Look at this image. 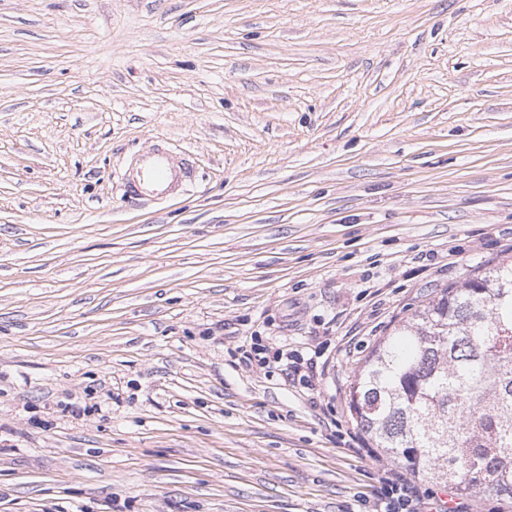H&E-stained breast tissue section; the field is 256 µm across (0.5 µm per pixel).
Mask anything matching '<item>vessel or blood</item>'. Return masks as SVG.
<instances>
[{
	"label": "vessel or blood",
	"mask_w": 512,
	"mask_h": 512,
	"mask_svg": "<svg viewBox=\"0 0 512 512\" xmlns=\"http://www.w3.org/2000/svg\"><path fill=\"white\" fill-rule=\"evenodd\" d=\"M186 165L168 150L153 148L142 153L128 169L125 196L132 201H162L182 184Z\"/></svg>",
	"instance_id": "vessel-or-blood-1"
}]
</instances>
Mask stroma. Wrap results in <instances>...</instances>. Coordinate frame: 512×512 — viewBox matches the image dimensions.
Masks as SVG:
<instances>
[{
    "mask_svg": "<svg viewBox=\"0 0 512 512\" xmlns=\"http://www.w3.org/2000/svg\"><path fill=\"white\" fill-rule=\"evenodd\" d=\"M505 257L512 0H0V512H374L355 368ZM186 169V163L177 161L168 150L149 149L130 165L125 196L131 201L165 200L182 184Z\"/></svg>",
    "mask_w": 512,
    "mask_h": 512,
    "instance_id": "1",
    "label": "stroma"
}]
</instances>
